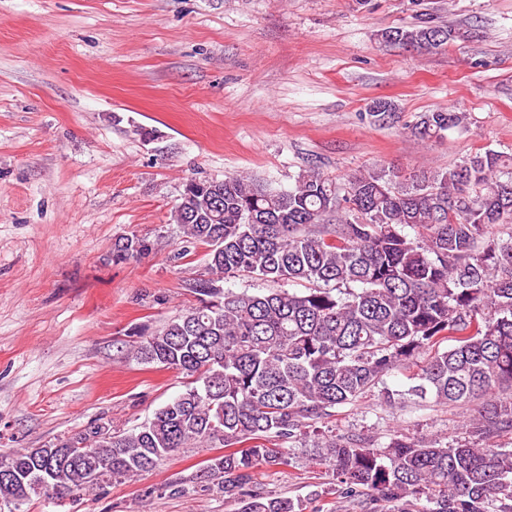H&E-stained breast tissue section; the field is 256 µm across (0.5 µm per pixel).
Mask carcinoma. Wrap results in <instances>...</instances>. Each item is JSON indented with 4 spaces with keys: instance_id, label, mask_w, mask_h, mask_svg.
Returning <instances> with one entry per match:
<instances>
[{
    "instance_id": "cac0c4a2",
    "label": "carcinoma",
    "mask_w": 512,
    "mask_h": 512,
    "mask_svg": "<svg viewBox=\"0 0 512 512\" xmlns=\"http://www.w3.org/2000/svg\"><path fill=\"white\" fill-rule=\"evenodd\" d=\"M462 37L430 20L381 33L416 52ZM392 108L375 99L364 117L386 125L398 119ZM465 121L440 109L406 129L439 140ZM172 218L187 243L206 250V274L186 284L198 303L136 332L131 355L190 382L127 432L94 422L45 448L1 453L0 506L90 492L200 445L224 454L194 484L168 485L170 495L216 491L239 501V512H303L252 484L263 465H293L311 433L306 461L331 466L346 498L373 491L378 512H512V449L485 444L512 434V152L488 149L405 177L374 167L342 184L313 168L286 190L251 177H195ZM152 251L148 239L125 235L112 261ZM236 275L273 288L221 285ZM417 363L407 389L383 388L385 403L478 402L466 424L472 440L396 433L381 444L336 433V409Z\"/></svg>"
}]
</instances>
